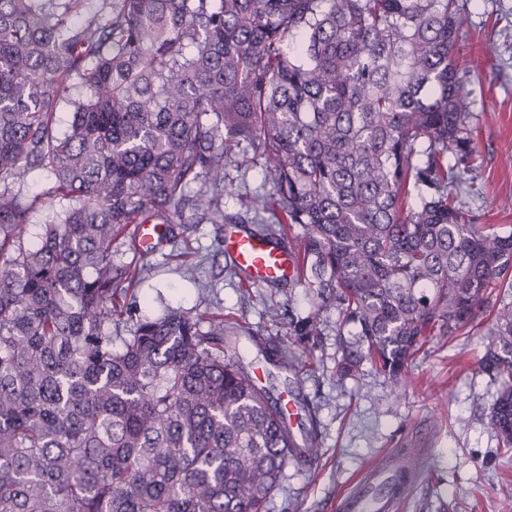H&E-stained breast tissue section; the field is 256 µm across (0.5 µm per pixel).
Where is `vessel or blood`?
Wrapping results in <instances>:
<instances>
[{
  "label": "vessel or blood",
  "instance_id": "1",
  "mask_svg": "<svg viewBox=\"0 0 512 512\" xmlns=\"http://www.w3.org/2000/svg\"><path fill=\"white\" fill-rule=\"evenodd\" d=\"M224 253L258 284L276 282L293 273L288 251L243 227L227 229ZM421 476L422 469L411 454H402L397 460L386 459L373 467L353 491L341 497L339 508L341 512H393Z\"/></svg>",
  "mask_w": 512,
  "mask_h": 512
}]
</instances>
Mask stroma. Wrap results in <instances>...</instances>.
<instances>
[{"label": "stroma", "instance_id": "35a3bbf8", "mask_svg": "<svg viewBox=\"0 0 512 512\" xmlns=\"http://www.w3.org/2000/svg\"><path fill=\"white\" fill-rule=\"evenodd\" d=\"M461 61L469 70L471 110L476 116L470 175L477 192L471 206L479 223L512 229V0H467L462 16ZM201 282L184 278L176 255L179 244L164 245L148 260L150 270L134 291L135 301L121 335L144 316L170 309L220 312L226 320L289 343L288 318L312 309L305 288L271 292L253 285L243 293L212 225L190 234ZM281 315L271 318L267 298ZM506 297H492L474 327L450 339L427 343L416 356L405 383L397 384L370 368L356 376L336 374V317L312 354L314 373L300 376L292 391L317 408L322 456L317 467H288L269 512H338L337 504L370 466L414 449L424 475L396 512H500L512 495V453L498 448L488 411L498 385L478 365L490 326Z\"/></svg>", "mask_w": 512, "mask_h": 512}]
</instances>
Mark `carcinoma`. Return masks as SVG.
<instances>
[{
  "label": "carcinoma",
  "instance_id": "cac0c4a2",
  "mask_svg": "<svg viewBox=\"0 0 512 512\" xmlns=\"http://www.w3.org/2000/svg\"><path fill=\"white\" fill-rule=\"evenodd\" d=\"M0 0V512H266L303 442L245 360L299 374L334 310L336 373L401 382L432 338L512 288V229L477 223L461 0ZM71 112L57 132L61 105ZM240 155L263 173L241 191ZM53 176L46 197L18 185ZM232 198L294 257L313 311L293 342L169 312L112 346L154 254L195 224L223 239ZM47 211L39 242L31 213ZM301 229L288 239L293 228ZM480 369L512 452V309ZM234 356L224 358V350Z\"/></svg>",
  "mask_w": 512,
  "mask_h": 512
}]
</instances>
